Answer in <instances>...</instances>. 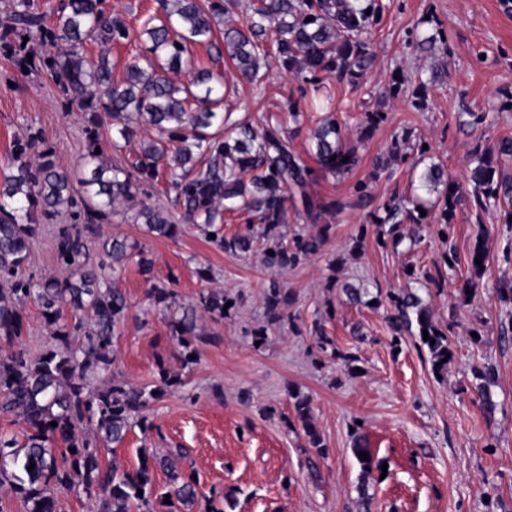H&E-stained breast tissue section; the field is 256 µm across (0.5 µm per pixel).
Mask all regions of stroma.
<instances>
[{"instance_id":"1","label":"stroma","mask_w":512,"mask_h":512,"mask_svg":"<svg viewBox=\"0 0 512 512\" xmlns=\"http://www.w3.org/2000/svg\"><path fill=\"white\" fill-rule=\"evenodd\" d=\"M375 15L362 35L371 57L358 79L319 73L309 80L271 59L261 85L224 64L230 93L228 119L278 124L314 175L305 189L288 191L279 235L291 241L313 231L302 197L328 203L320 222L322 249L294 266L271 268L265 243L249 254L215 245L198 225L178 219L171 238L143 234L141 204L171 208L170 172L159 169L143 202L114 212L96 234L143 243L152 272L125 265L115 284L130 304L113 339L116 380L152 385L158 362L180 377L181 387L150 401L149 429L133 428L119 448L104 447V463L138 466L140 454L184 449L185 472L196 473L202 492H224L221 512H512V305L500 304L495 286L512 280V224L506 204L479 206L466 181L475 150L512 139V0H372ZM17 42H0V173L16 140L29 128L43 132L58 162L79 171L90 136L105 164L138 152L139 140H120L108 126L91 129L47 69L21 71ZM331 110L355 148L359 163L348 174L318 169L311 150L314 102ZM299 119H291L290 107ZM367 112L378 123L360 130ZM388 165L370 174L377 157ZM440 164L460 184L450 236L434 219L402 220L399 243L379 245L388 206L413 194L419 157ZM365 198H358L357 187ZM74 209L43 218L30 244L24 276L64 278L57 263L62 225L78 223ZM485 241L479 290L462 297L469 256ZM457 262L446 268L445 255ZM278 282L290 303L270 321L265 294ZM173 290L179 306H198L202 295L224 293L234 307L224 317L199 315L197 358L184 364L170 331L171 314L153 306L152 284ZM368 289L375 304H350L342 284ZM413 289L435 324L448 334L453 356L435 372L427 350L403 335L393 342L390 295ZM266 340L255 345L253 333ZM324 331L336 347L316 346ZM354 357L349 373L346 357ZM492 363L489 401L472 389L473 370ZM309 399L324 453L312 448L293 403ZM362 435L376 461L363 471L352 452Z\"/></svg>"}]
</instances>
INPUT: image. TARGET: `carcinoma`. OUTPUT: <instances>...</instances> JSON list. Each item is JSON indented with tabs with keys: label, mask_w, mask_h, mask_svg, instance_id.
<instances>
[{
	"label": "carcinoma",
	"mask_w": 512,
	"mask_h": 512,
	"mask_svg": "<svg viewBox=\"0 0 512 512\" xmlns=\"http://www.w3.org/2000/svg\"><path fill=\"white\" fill-rule=\"evenodd\" d=\"M103 2L65 0L48 38L34 0H13L0 31L25 43L18 66L49 70L69 99L89 115V123L98 124L104 115L128 141L138 135V127L131 124L134 117L154 132L142 141L133 160L111 167L96 153L98 139L91 138L83 156L84 177L76 182L43 147L42 132L30 133L13 145L8 172L0 180V283L6 284L0 288V412L17 417L25 431L22 441L0 432V492L20 495L26 512H57L52 487L84 494L90 512H194L201 499L205 512H223L214 505L215 495L201 493L194 475L179 471L177 460L185 456L180 449L174 454L145 453L131 472L115 461L109 466L102 463L101 446H118L133 426H147L143 412L150 400L179 386L181 380L162 362L150 389L100 376L114 362L112 339L128 310L124 293L112 285V279L131 259H138L145 273L151 261L141 244L114 236L101 241L95 264L87 232L91 222L112 213L117 204L134 201L153 177L157 163L164 160L183 217L215 235L217 246L232 252L253 250L257 239L248 234L226 238L215 227L222 212L245 211L264 226L262 238L274 240L273 254L266 255L268 265L285 267L319 251L326 240L325 227L287 243L275 238L285 219L288 188H304L312 175L278 129L237 125L224 130L222 139L207 129L216 118L214 109L224 101V59L234 62L249 82L258 83L260 70L269 65L264 50L269 31L275 33V56L297 74L335 72L354 77L364 70L370 57L361 34L371 4L366 0H260L239 29L224 22L226 10L212 0H164V16L145 19L132 33L121 18L102 8ZM132 37L146 38L149 55L128 60L124 79L115 82L109 45ZM47 39L64 42L66 49L37 51L36 46ZM89 39L100 44L95 57L85 52ZM190 44L207 45L210 66L197 63L188 52ZM181 71L190 79L178 83L172 74ZM313 138L314 156L322 170L344 174L356 165L355 150L343 145L344 132L336 120H320ZM511 155L509 139L501 140L494 152L475 155L470 181L479 205L512 195V187L496 178L498 157ZM443 176L441 166L433 163L419 181L434 188ZM443 200L442 233L450 229L456 204L452 185L446 186ZM303 204L307 219L317 223L326 205L307 195ZM78 205L88 223L62 227L57 243V262L69 275L44 281L24 277L38 214ZM137 216L151 237L170 238L177 231L174 217L165 209L143 204ZM477 258L485 260L479 244L471 255L472 276L462 286L464 293L479 287L482 267L476 264ZM150 298L154 306L170 309L175 294L155 284ZM30 301L39 305L51 329V346L37 357L20 345L25 327L22 311ZM227 302L222 294H209L201 297L199 305L222 318ZM391 304L396 311L390 316L396 332L393 345L399 344L398 333L415 324L434 371L444 370L448 366L444 358L451 353L448 336L431 320L421 298L409 290L393 297ZM287 305L280 285L270 283L269 318L281 320ZM65 306L71 309L69 324L61 322ZM170 328L182 347L183 362H193L196 309H184ZM495 376L490 365L476 371V391L487 403ZM294 406L312 447L323 448L309 402L298 397ZM59 444L66 450L61 458L57 457ZM158 469L167 474L162 486L154 479ZM166 498L170 503H164Z\"/></svg>",
	"instance_id": "carcinoma-1"
}]
</instances>
